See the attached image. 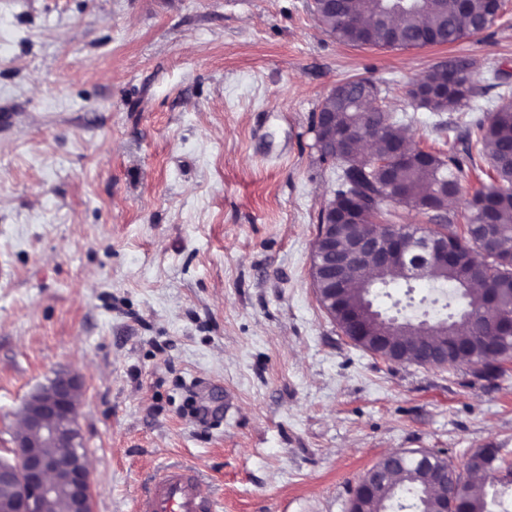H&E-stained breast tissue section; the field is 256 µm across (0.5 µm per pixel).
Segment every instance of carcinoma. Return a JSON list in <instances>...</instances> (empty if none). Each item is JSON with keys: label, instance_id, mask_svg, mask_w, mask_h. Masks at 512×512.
Returning a JSON list of instances; mask_svg holds the SVG:
<instances>
[{"label": "carcinoma", "instance_id": "carcinoma-1", "mask_svg": "<svg viewBox=\"0 0 512 512\" xmlns=\"http://www.w3.org/2000/svg\"><path fill=\"white\" fill-rule=\"evenodd\" d=\"M501 8L502 0H423L420 7L406 8L397 7L393 0L312 3L317 22L337 40L350 46L381 49L456 43L489 27ZM423 85L429 92L412 97V101L430 112H452L475 91L473 74L466 65L452 77L444 68L435 67L423 77ZM378 94L374 83L354 78L344 82L341 97L324 101L327 108L336 112L337 129L372 140L371 152L351 154L341 160L342 173L332 202L338 210L355 209L351 218L339 224L347 242L356 240L378 216H390L399 206L413 208L428 199L445 208L448 200L460 194L463 169L453 158L417 149L406 161L383 165L391 159L395 144L402 140V131L390 112L379 107L364 108L363 100ZM474 136L478 153L487 156L491 183L481 185L467 201L468 215L462 232L456 230V214H448V239L463 241L466 249L477 256L482 246L481 225L492 224L501 258L506 259L512 256V102L477 122ZM433 279L452 287L445 304L448 314L437 321L443 339L467 346V363L476 367L475 374L486 377L498 371L483 355V345L494 332L485 325L466 336L464 317L476 316L486 308L487 288L493 290L501 305L512 309V270L494 260L465 259L448 262V267L438 270ZM401 280L407 282L409 276L394 262L378 272L373 287L386 288ZM342 300L345 308L365 320V335L352 337L356 345L389 361V349L400 348L401 341L406 340L410 347L408 360L419 362L423 346L419 323L370 311L371 295L366 286L358 283L345 289ZM438 471L454 473L446 458L432 452L402 456L395 464L384 465L374 476L375 492L362 500V508L367 512H387L391 503L406 492L412 497L415 512H437L442 499L430 486L429 475ZM458 501L466 512H486L484 495L460 476L456 485L448 489V512H453Z\"/></svg>", "mask_w": 512, "mask_h": 512}]
</instances>
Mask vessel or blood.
I'll list each match as a JSON object with an SVG mask.
<instances>
[{
  "label": "vessel or blood",
  "instance_id": "vessel-or-blood-1",
  "mask_svg": "<svg viewBox=\"0 0 512 512\" xmlns=\"http://www.w3.org/2000/svg\"><path fill=\"white\" fill-rule=\"evenodd\" d=\"M193 469L180 465L157 468L137 504V512H218L216 501L200 488Z\"/></svg>",
  "mask_w": 512,
  "mask_h": 512
}]
</instances>
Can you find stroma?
Returning a JSON list of instances; mask_svg holds the SVG:
<instances>
[{
  "mask_svg": "<svg viewBox=\"0 0 512 512\" xmlns=\"http://www.w3.org/2000/svg\"><path fill=\"white\" fill-rule=\"evenodd\" d=\"M312 0H0V459L59 373L92 512H133L160 465L219 512H349L367 470L427 449L512 463V359L392 363L343 335L311 277L339 162L315 114L370 80L420 147L467 155L512 84V0L452 45L352 47ZM468 64L453 112L407 90Z\"/></svg>",
  "mask_w": 512,
  "mask_h": 512,
  "instance_id": "obj_1",
  "label": "stroma"
}]
</instances>
